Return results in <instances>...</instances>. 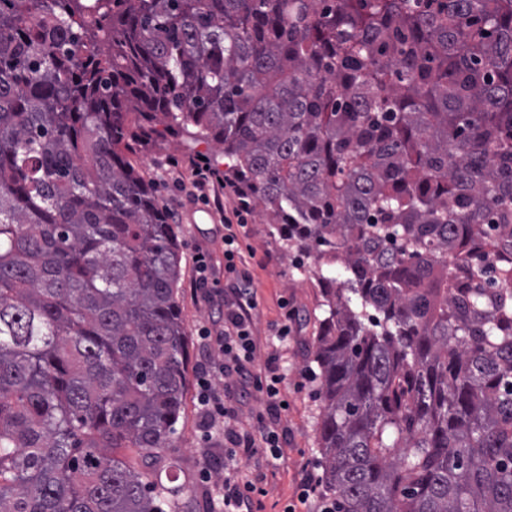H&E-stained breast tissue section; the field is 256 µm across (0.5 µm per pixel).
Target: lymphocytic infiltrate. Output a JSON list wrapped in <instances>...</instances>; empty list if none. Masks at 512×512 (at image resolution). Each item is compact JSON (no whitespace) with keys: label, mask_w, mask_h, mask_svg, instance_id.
<instances>
[{"label":"lymphocytic infiltrate","mask_w":512,"mask_h":512,"mask_svg":"<svg viewBox=\"0 0 512 512\" xmlns=\"http://www.w3.org/2000/svg\"><path fill=\"white\" fill-rule=\"evenodd\" d=\"M248 208L238 203L224 219V270L216 272L209 257H195L196 275L192 290L232 286L234 301L224 306V323L219 329H202L201 345L217 351L218 371L201 367L198 374V404L203 422L224 421V457L235 466L224 476V491L219 500L221 512H255L266 492L265 466L282 457L285 437L281 426L286 379L275 359L259 361L260 345L253 330V313L258 303L252 281L243 267L241 230ZM223 385H216V376ZM249 412L251 424H242L240 412ZM248 461L245 469L237 461Z\"/></svg>","instance_id":"obj_1"}]
</instances>
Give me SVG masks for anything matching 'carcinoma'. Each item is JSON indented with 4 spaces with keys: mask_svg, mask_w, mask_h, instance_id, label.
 <instances>
[{
    "mask_svg": "<svg viewBox=\"0 0 512 512\" xmlns=\"http://www.w3.org/2000/svg\"><path fill=\"white\" fill-rule=\"evenodd\" d=\"M198 128L312 259L337 512H512V0H0V512H181Z\"/></svg>",
    "mask_w": 512,
    "mask_h": 512,
    "instance_id": "obj_1",
    "label": "carcinoma"
}]
</instances>
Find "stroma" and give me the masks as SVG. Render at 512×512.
I'll use <instances>...</instances> for the list:
<instances>
[{
    "label": "stroma",
    "instance_id": "35a3bbf8",
    "mask_svg": "<svg viewBox=\"0 0 512 512\" xmlns=\"http://www.w3.org/2000/svg\"><path fill=\"white\" fill-rule=\"evenodd\" d=\"M222 151L221 144L197 143L184 134L164 140L142 141L130 156L136 170L153 184L161 204L169 214L176 216L179 229L183 273L180 303L188 336L189 364L184 411L172 445L162 451L161 458L177 464L178 482L184 487L180 495L183 512H212V502L224 484L220 474L212 475L207 482L201 477L200 470L206 458L224 452V425L219 422L211 430H204L197 403V379L200 364L208 359L200 346L198 330L223 320L225 298L221 295L211 299L202 294L195 296L189 288L194 278L196 254L209 255L216 271H223L224 229L214 205L187 202L169 175L186 170L190 162L212 159ZM242 244L254 253L248 268L259 302L254 316V332L261 342V357H268L274 351L270 339L282 320V301H289L301 315L294 340L287 349L279 352L280 364L287 375L282 393L288 409L281 417L286 439L282 459L268 470L267 494L259 507V512H283L286 505L296 500V484L302 465L317 467L321 464L315 431L321 402L315 377L317 367L312 355L318 296L309 275L295 269L294 258L284 253L278 238L271 234L262 208L250 207Z\"/></svg>",
    "mask_w": 512,
    "mask_h": 512
}]
</instances>
